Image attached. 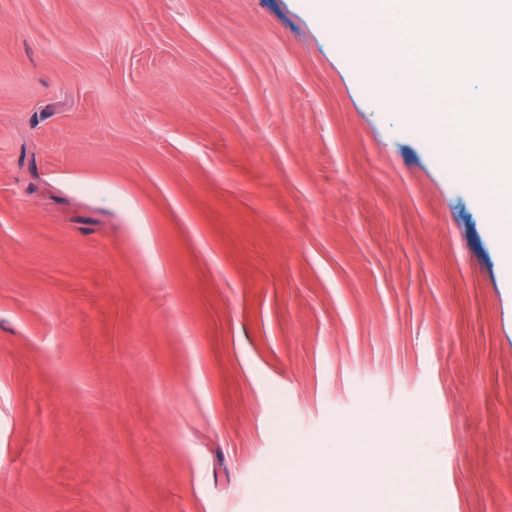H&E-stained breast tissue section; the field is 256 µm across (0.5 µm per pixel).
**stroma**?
<instances>
[{"label":"stroma","instance_id":"stroma-1","mask_svg":"<svg viewBox=\"0 0 512 512\" xmlns=\"http://www.w3.org/2000/svg\"><path fill=\"white\" fill-rule=\"evenodd\" d=\"M309 0H0V512H512V265ZM412 489L400 498L398 483ZM283 447L281 459L266 478L260 512H318L315 499L309 494L297 495L308 482L310 469L316 456L309 448L288 446V422H281ZM301 508L302 510H296ZM401 459L395 451H385L378 456H366L346 465L339 460L338 469L344 476H352L361 470L377 468L384 471H395L396 465Z\"/></svg>","mask_w":512,"mask_h":512}]
</instances>
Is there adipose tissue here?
Returning <instances> with one entry per match:
<instances>
[{
	"mask_svg": "<svg viewBox=\"0 0 512 512\" xmlns=\"http://www.w3.org/2000/svg\"><path fill=\"white\" fill-rule=\"evenodd\" d=\"M281 458L265 481L261 512H314L316 501L304 492L315 459L313 451L287 446L282 448Z\"/></svg>",
	"mask_w": 512,
	"mask_h": 512,
	"instance_id": "obj_1",
	"label": "adipose tissue"
}]
</instances>
